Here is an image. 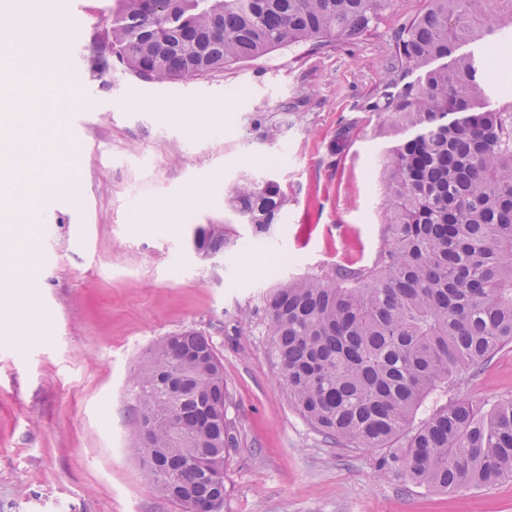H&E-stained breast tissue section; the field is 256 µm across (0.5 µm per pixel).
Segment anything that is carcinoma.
<instances>
[{"mask_svg":"<svg viewBox=\"0 0 512 512\" xmlns=\"http://www.w3.org/2000/svg\"><path fill=\"white\" fill-rule=\"evenodd\" d=\"M95 72L117 59L134 76L169 82L222 72L289 45L355 41L390 0H117ZM480 0H429L394 37L389 84L370 102L411 132L383 159L389 218L372 264L289 279L264 298L271 355L288 400L327 439L351 448L399 452L380 468L402 467L439 491L512 482V395L459 400L419 419L433 395L482 369L512 345V101L479 99L512 50V11L501 19ZM495 37L476 60L431 67L465 41ZM421 81H405L408 72ZM227 201L257 236L284 221L278 182L244 176ZM197 253L229 247L222 224L199 227ZM140 435L148 420L177 417L136 455L153 490L197 512H223L226 491L207 473H225L235 428L212 405L229 406L224 365L212 341L188 330L162 339L135 381ZM170 478L162 479L159 471Z\"/></svg>","mask_w":512,"mask_h":512,"instance_id":"1","label":"carcinoma"}]
</instances>
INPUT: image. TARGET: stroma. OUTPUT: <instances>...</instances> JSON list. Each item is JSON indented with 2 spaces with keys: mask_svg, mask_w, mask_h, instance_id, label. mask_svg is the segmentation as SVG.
<instances>
[{
  "mask_svg": "<svg viewBox=\"0 0 512 512\" xmlns=\"http://www.w3.org/2000/svg\"><path fill=\"white\" fill-rule=\"evenodd\" d=\"M114 0H55L74 57L55 61L58 115L35 173L64 187L0 224V512H180L148 484L132 452V381L163 337L203 333L220 353L239 447L224 512H512V482L451 493L415 485L380 454L334 444L289 404L265 334L263 296L279 281L371 264L384 228L381 157L406 133L369 111L383 89L393 31L426 0H391L354 42L282 47L211 76L143 81L91 57ZM200 106L195 121L185 104ZM83 113L81 137L68 115ZM251 175L279 182L286 219L264 238L226 204ZM226 226L215 260L194 227ZM512 395V345L431 397Z\"/></svg>",
  "mask_w": 512,
  "mask_h": 512,
  "instance_id": "35a3bbf8",
  "label": "stroma"
}]
</instances>
